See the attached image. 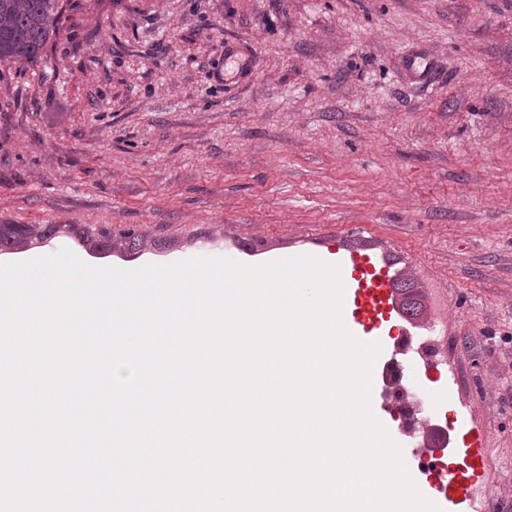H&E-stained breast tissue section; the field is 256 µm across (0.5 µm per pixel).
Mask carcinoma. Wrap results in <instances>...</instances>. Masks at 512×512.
Returning <instances> with one entry per match:
<instances>
[{
  "mask_svg": "<svg viewBox=\"0 0 512 512\" xmlns=\"http://www.w3.org/2000/svg\"><path fill=\"white\" fill-rule=\"evenodd\" d=\"M63 12L62 0H0V63H29L40 57L49 40L58 34ZM47 228V224H0V247L21 248L28 237ZM79 234L94 242L92 250L104 253L114 249L137 253L143 246L140 235L133 230L114 234L108 227L89 225ZM399 290L410 309L419 307L412 281L400 282Z\"/></svg>",
  "mask_w": 512,
  "mask_h": 512,
  "instance_id": "cac0c4a2",
  "label": "carcinoma"
}]
</instances>
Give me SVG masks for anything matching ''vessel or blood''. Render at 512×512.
Instances as JSON below:
<instances>
[{"instance_id": "obj_1", "label": "vessel or blood", "mask_w": 512, "mask_h": 512, "mask_svg": "<svg viewBox=\"0 0 512 512\" xmlns=\"http://www.w3.org/2000/svg\"><path fill=\"white\" fill-rule=\"evenodd\" d=\"M364 230V225H349L333 244L312 251L313 256L341 267L343 320L348 330L365 342L376 341L385 330L394 328L426 336L446 335L448 299L443 289L431 285L428 311L410 313L396 290L402 278L400 269L382 247L363 242ZM211 253L251 265L281 257L280 252L256 249L243 238L214 241ZM468 433L470 442L454 449L457 462L446 468L426 469L417 452L403 454L420 492L442 512H475V494L484 486L488 461L483 440L477 428H469Z\"/></svg>"}]
</instances>
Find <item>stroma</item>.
Instances as JSON below:
<instances>
[{"label": "stroma", "instance_id": "obj_1", "mask_svg": "<svg viewBox=\"0 0 512 512\" xmlns=\"http://www.w3.org/2000/svg\"><path fill=\"white\" fill-rule=\"evenodd\" d=\"M32 63H0V224H102L289 249L368 225L448 289L455 404L512 512V0H64ZM404 420L456 432L404 336Z\"/></svg>", "mask_w": 512, "mask_h": 512}]
</instances>
